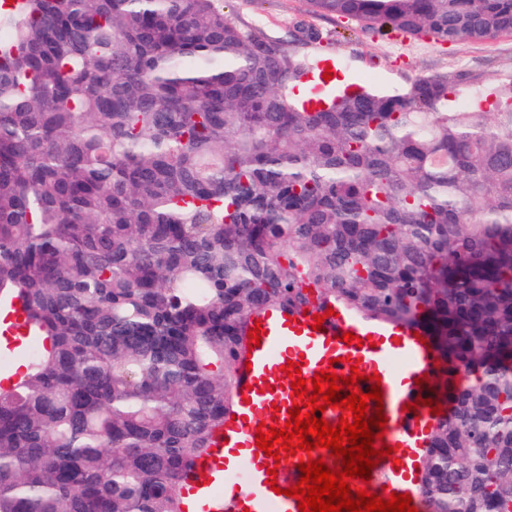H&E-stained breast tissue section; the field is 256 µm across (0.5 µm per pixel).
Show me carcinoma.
Masks as SVG:
<instances>
[{"label":"carcinoma","instance_id":"carcinoma-1","mask_svg":"<svg viewBox=\"0 0 512 512\" xmlns=\"http://www.w3.org/2000/svg\"><path fill=\"white\" fill-rule=\"evenodd\" d=\"M442 43L512 0H307ZM224 0H0V307L37 341L0 385V512H181L234 411L251 322L317 301L419 326L454 381L423 512H512V78L308 84Z\"/></svg>","mask_w":512,"mask_h":512}]
</instances>
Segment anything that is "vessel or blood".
Here are the masks:
<instances>
[{
    "instance_id": "b4317fda",
    "label": "vessel or blood",
    "mask_w": 512,
    "mask_h": 512,
    "mask_svg": "<svg viewBox=\"0 0 512 512\" xmlns=\"http://www.w3.org/2000/svg\"><path fill=\"white\" fill-rule=\"evenodd\" d=\"M317 312L311 305L263 314L260 343L249 344V360H238L235 366V416L225 420L213 436L212 451L186 474L183 512H300L298 500L285 491L299 481L298 463L307 460V453L278 462L256 445L259 423L288 419L293 390L281 367L290 360L298 363L306 380L327 368L346 376L351 366H358L363 376L358 386L365 392L371 387L370 375H380L388 418L382 443L395 448L396 457L372 469L367 488L383 498L392 492L409 494L413 506L421 507L415 468L433 415L428 407L419 406L413 413L406 405L434 395L432 379L439 361L431 344L420 343L413 328L374 324L344 308L316 331L312 325ZM347 332L361 338V345L342 342ZM271 466L277 469L273 485L267 481Z\"/></svg>"
}]
</instances>
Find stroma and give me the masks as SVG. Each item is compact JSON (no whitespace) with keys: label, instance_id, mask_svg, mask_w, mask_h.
Here are the masks:
<instances>
[{"label":"stroma","instance_id":"stroma-1","mask_svg":"<svg viewBox=\"0 0 512 512\" xmlns=\"http://www.w3.org/2000/svg\"><path fill=\"white\" fill-rule=\"evenodd\" d=\"M224 11L236 23L265 29L287 42L300 27H315L324 37L315 54L335 59L351 81L400 87L435 73H469L486 84L512 76V34L455 44L379 34L344 19L313 15L306 0H224Z\"/></svg>","mask_w":512,"mask_h":512}]
</instances>
